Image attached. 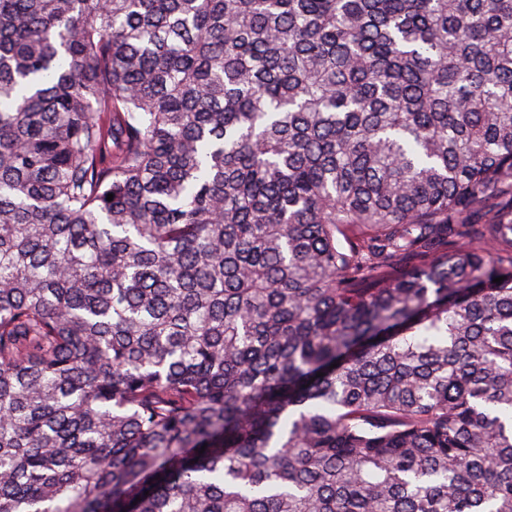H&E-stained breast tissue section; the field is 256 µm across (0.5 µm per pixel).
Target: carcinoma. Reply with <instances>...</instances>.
<instances>
[{
	"instance_id": "1",
	"label": "carcinoma",
	"mask_w": 512,
	"mask_h": 512,
	"mask_svg": "<svg viewBox=\"0 0 512 512\" xmlns=\"http://www.w3.org/2000/svg\"><path fill=\"white\" fill-rule=\"evenodd\" d=\"M0 512H512V0H0Z\"/></svg>"
}]
</instances>
